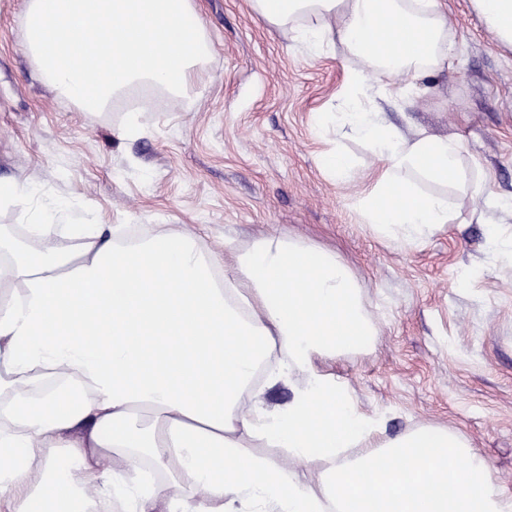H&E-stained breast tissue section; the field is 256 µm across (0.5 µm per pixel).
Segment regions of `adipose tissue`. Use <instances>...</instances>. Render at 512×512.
<instances>
[{"label": "adipose tissue", "mask_w": 512, "mask_h": 512, "mask_svg": "<svg viewBox=\"0 0 512 512\" xmlns=\"http://www.w3.org/2000/svg\"><path fill=\"white\" fill-rule=\"evenodd\" d=\"M249 5L309 55L347 60L340 107L316 128L379 157L368 174L340 152L320 162L364 183V222L405 244L450 223L447 196L416 181L455 180L466 144L404 133L378 106L451 65L441 0ZM471 5L512 49V0ZM19 24L40 79L90 113L138 88L189 101L214 51L194 0H23ZM0 203L25 219L0 226V501L13 512H512L468 440L386 436L322 367L377 336L336 253L270 235L219 257L182 227L85 222L32 182H0ZM280 385L291 399L269 404Z\"/></svg>", "instance_id": "obj_1"}]
</instances>
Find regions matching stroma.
I'll return each instance as SVG.
<instances>
[{"instance_id":"obj_1","label":"stroma","mask_w":512,"mask_h":512,"mask_svg":"<svg viewBox=\"0 0 512 512\" xmlns=\"http://www.w3.org/2000/svg\"><path fill=\"white\" fill-rule=\"evenodd\" d=\"M442 2L452 67L384 112L468 148L464 180L447 188L455 220L422 243L379 238L353 207L361 183L333 181L320 166L335 148L358 169L379 164L366 144L316 132L318 113L337 109L345 60L310 56L248 0H196L214 55L194 106L138 90L94 115L41 84L21 40L22 0H0V181L80 200L96 224H184L213 251L263 235L336 251L377 339L327 371L362 410L385 413L388 435L433 425L468 438L512 495V265L488 256L478 215L486 198L512 197V51L470 0ZM135 109L148 132L122 136ZM473 264L480 275L459 287Z\"/></svg>"}]
</instances>
